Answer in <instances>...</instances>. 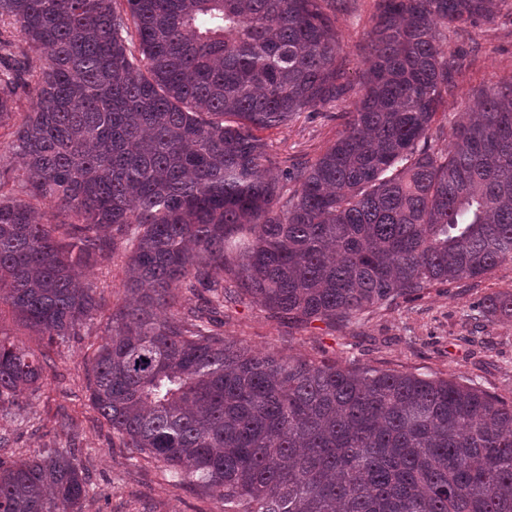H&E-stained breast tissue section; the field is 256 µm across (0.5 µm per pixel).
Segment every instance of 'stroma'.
I'll return each mask as SVG.
<instances>
[{"label":"stroma","mask_w":512,"mask_h":512,"mask_svg":"<svg viewBox=\"0 0 512 512\" xmlns=\"http://www.w3.org/2000/svg\"><path fill=\"white\" fill-rule=\"evenodd\" d=\"M371 0H347L336 26L358 74L360 46L369 28ZM460 52L459 90L449 99L444 135L447 150L455 123L475 110V95L512 76V18L500 15L471 27L468 38L451 42ZM348 104L304 112L288 128L267 139L280 158L316 157L340 129L337 115ZM126 251L89 270L87 281L106 307L125 303ZM512 289V262L481 278L440 285L421 298L368 313L340 330L322 323L295 330L269 318L257 306L243 304L224 317L225 336L252 348L285 355L335 358L356 366L406 370L471 381L491 392L512 393V321H484L473 330L469 314L491 293ZM105 335V323L88 322L80 335L50 347L52 361L38 387L26 393L8 415H0V460L17 461L47 448L74 450L92 477L83 512H221L220 502L165 478L154 463L129 460L89 401L87 368Z\"/></svg>","instance_id":"1"}]
</instances>
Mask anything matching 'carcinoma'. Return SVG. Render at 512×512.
<instances>
[{
  "label": "carcinoma",
  "instance_id": "1",
  "mask_svg": "<svg viewBox=\"0 0 512 512\" xmlns=\"http://www.w3.org/2000/svg\"><path fill=\"white\" fill-rule=\"evenodd\" d=\"M345 2L0 0V312L50 344L105 321L92 405L224 512H512V396L257 350L216 317L248 299L340 329L512 261V79L432 145L448 32L507 0H373L336 140L268 153L263 133L353 92ZM121 242L132 301L107 314L85 271ZM476 316L511 321L512 291ZM45 358L0 329L1 412ZM88 492L70 451L0 461V512H82Z\"/></svg>",
  "mask_w": 512,
  "mask_h": 512
}]
</instances>
